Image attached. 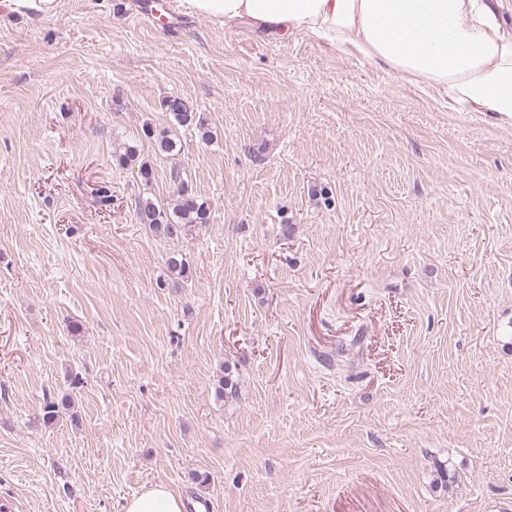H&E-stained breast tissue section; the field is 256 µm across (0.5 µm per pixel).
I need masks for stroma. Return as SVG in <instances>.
I'll return each mask as SVG.
<instances>
[{
    "label": "stroma",
    "instance_id": "1",
    "mask_svg": "<svg viewBox=\"0 0 512 512\" xmlns=\"http://www.w3.org/2000/svg\"><path fill=\"white\" fill-rule=\"evenodd\" d=\"M170 2L0 7V504L512 512V125ZM175 171L210 207L178 241L136 219ZM125 512H185L183 500L165 485L159 484L134 496L124 506Z\"/></svg>",
    "mask_w": 512,
    "mask_h": 512
}]
</instances>
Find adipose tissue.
<instances>
[{
  "label": "adipose tissue",
  "mask_w": 512,
  "mask_h": 512,
  "mask_svg": "<svg viewBox=\"0 0 512 512\" xmlns=\"http://www.w3.org/2000/svg\"><path fill=\"white\" fill-rule=\"evenodd\" d=\"M199 16L303 32L399 77L444 87L454 104L512 124V34L504 0H187Z\"/></svg>",
  "instance_id": "ef3b65f1"
}]
</instances>
